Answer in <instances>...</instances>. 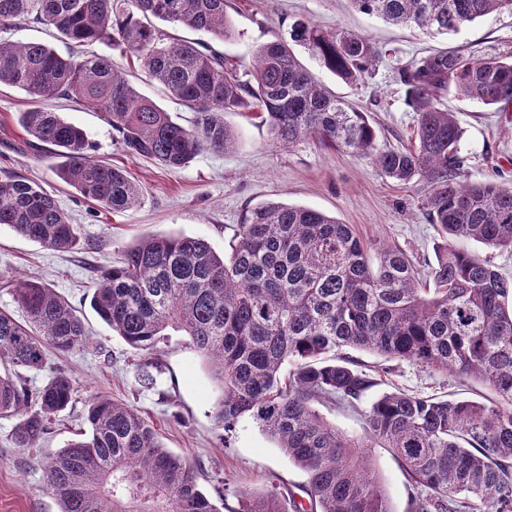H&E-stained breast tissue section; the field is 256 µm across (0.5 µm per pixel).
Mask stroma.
<instances>
[{
    "label": "stroma",
    "instance_id": "35a3bbf8",
    "mask_svg": "<svg viewBox=\"0 0 512 512\" xmlns=\"http://www.w3.org/2000/svg\"><path fill=\"white\" fill-rule=\"evenodd\" d=\"M225 11L233 34L213 47L240 66L249 62L256 46L288 39L297 17L326 30L342 27L373 42L382 57L375 69L354 84L343 83L321 68L304 47H296L295 53L336 96L367 112L381 144L394 148L414 146L417 125V114L406 104L399 80L401 66L440 48H456L470 57L512 56V12L507 10L490 14L459 34L434 37L362 13L350 0H226ZM91 50L110 58L139 92L180 123L193 119L189 108L146 80L136 58L124 47L95 44ZM443 102L455 112L464 131L461 182L495 180L512 186V109L486 107L450 91ZM29 105L24 91L0 88V179L17 174L41 184L76 224L79 242L72 250L57 251L0 226V311L24 320L14 288L16 277L25 275L53 288L71 304L88 340L70 352L48 350L45 372L27 377L33 389L49 374L62 372L76 386L73 408L61 415L40 447H17L13 436L17 414L0 413V512H59L43 463L77 439L84 405L97 396L129 404L153 425L169 451L207 474L224 475L232 492L219 512H241L243 506L270 493L284 497L297 491L306 481L304 472L252 422L241 421L227 435L216 428L213 408L218 389L186 336L170 333L148 353L130 347L97 316L90 307L95 271L115 262L139 240L156 235L202 237L217 253L229 252L235 226L248 210L265 202H282L314 208L352 225L372 252L402 250L425 283L444 240L428 214L422 182H393L369 162L313 138L287 147L273 145L267 128L247 112L224 116L240 134L235 150L205 151L172 171L125 153L98 113L71 99L49 100L50 108L86 132L94 159L123 169L139 186L141 196L135 207L112 211L59 179L52 159L31 143L18 123L20 112ZM352 357L360 369L374 374L375 386L365 392L357 410L321 409L331 424L350 435L364 436V410L394 390L480 401L493 396L482 382L433 373L408 360L386 361L359 350ZM148 360L161 368L156 389L149 391L137 380L138 365ZM365 454L393 512H411L406 474L397 458L377 446Z\"/></svg>",
    "mask_w": 512,
    "mask_h": 512
}]
</instances>
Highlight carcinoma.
<instances>
[{"instance_id":"1","label":"carcinoma","mask_w":512,"mask_h":512,"mask_svg":"<svg viewBox=\"0 0 512 512\" xmlns=\"http://www.w3.org/2000/svg\"><path fill=\"white\" fill-rule=\"evenodd\" d=\"M225 0H0V30L53 26L78 43H117L149 77L188 104L190 126L142 96L103 55L63 57L38 42L0 38V85L35 99L19 124L48 154L57 175L81 195L121 211L140 189L122 170L88 154L85 132L38 104L75 97L101 114L124 151L176 170L203 151L224 153L239 133L224 114L257 111L271 141L316 138L386 178L426 185V204L445 243L419 286L396 249L370 256L349 224L320 210L266 203L237 225L231 252L208 240L155 236L101 267L90 306L129 346L151 351L172 329L207 362L222 394L213 410L226 433L246 419L306 476L293 512H392L363 449L374 442L401 460L412 512H512V280L469 251L476 241L512 251V187L464 186L463 130L442 103L454 89L484 106L512 104V58H469L438 51L399 70L407 105L417 112L416 146L384 147L363 110L337 97L298 61L302 46L338 79L363 80L381 52L364 36L323 31L302 19L289 38L252 51L241 69L205 41L171 37L152 21L217 39L231 33ZM363 13L423 34L457 33L512 0H351ZM0 225L44 246L70 250L76 225L43 188L24 176L0 179ZM26 322L0 312V412H20L15 442L37 448L74 401L71 378L54 373L32 390L25 373L45 369L48 349L65 353L87 341L69 302L47 285L14 288ZM343 349L413 361L436 373L474 377L495 393L487 402L386 393L366 411L365 436L347 435L318 406H355L371 374L351 367ZM87 431L46 465L61 512H217L198 472L164 448L156 430L127 404L94 397ZM243 512H283L275 496Z\"/></svg>"}]
</instances>
